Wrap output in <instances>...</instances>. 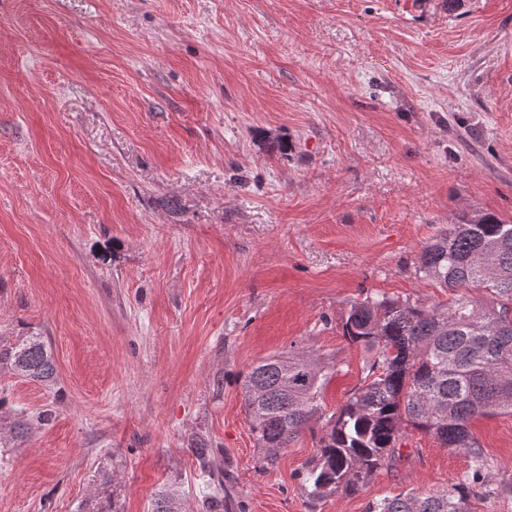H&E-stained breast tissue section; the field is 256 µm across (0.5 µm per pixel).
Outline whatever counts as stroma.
<instances>
[{"instance_id":"35a3bbf8","label":"stroma","mask_w":512,"mask_h":512,"mask_svg":"<svg viewBox=\"0 0 512 512\" xmlns=\"http://www.w3.org/2000/svg\"><path fill=\"white\" fill-rule=\"evenodd\" d=\"M465 210L512 224V0H0V344L57 371L0 369V512H82L107 478L121 512L165 486L201 512L196 436L227 512L448 487L470 457L412 428L356 494L303 472L369 359L351 303L446 306L416 266ZM282 352L332 376L267 467L242 382ZM472 430L468 508L512 512V415ZM0 368L44 383L53 382L56 368L51 351L37 336H25L9 345H0ZM192 452L194 456L196 457L199 466L204 472H207L209 474L210 483H217V485L222 489L224 488V471L220 472L219 474L215 475L210 470V460L212 456H214V448H209L208 444L203 441H196L191 446Z\"/></svg>"}]
</instances>
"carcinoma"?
Returning a JSON list of instances; mask_svg holds the SVG:
<instances>
[{
  "instance_id": "1",
  "label": "carcinoma",
  "mask_w": 512,
  "mask_h": 512,
  "mask_svg": "<svg viewBox=\"0 0 512 512\" xmlns=\"http://www.w3.org/2000/svg\"><path fill=\"white\" fill-rule=\"evenodd\" d=\"M417 271L453 292L483 288L491 301L474 306L465 296L446 308L372 294L351 303L342 336L374 352L364 384L323 425L318 453L308 465L309 495L355 494L400 453L407 427L442 448L467 454V478L439 492L408 491L367 503L365 512H468V482L485 479L483 454L470 430L480 416L512 414V224L489 212H464L421 251ZM0 368L49 383L56 368L37 336L0 345ZM329 373L303 357L272 355L246 374L242 393L250 431L273 464L320 409ZM210 472L214 449L192 445ZM171 489L155 494L153 512H178Z\"/></svg>"
}]
</instances>
